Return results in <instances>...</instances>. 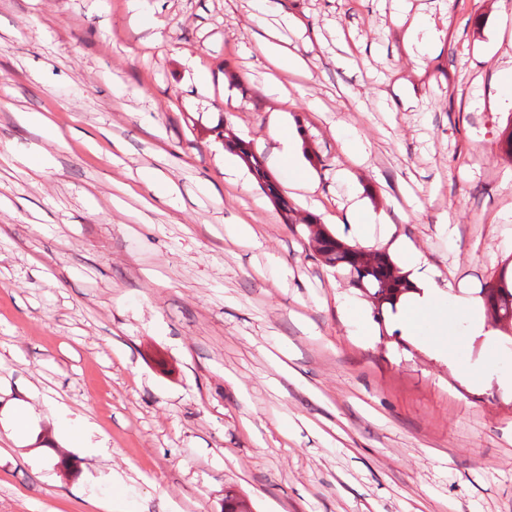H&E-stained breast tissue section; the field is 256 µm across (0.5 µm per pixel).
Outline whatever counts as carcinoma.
<instances>
[{
  "mask_svg": "<svg viewBox=\"0 0 512 512\" xmlns=\"http://www.w3.org/2000/svg\"><path fill=\"white\" fill-rule=\"evenodd\" d=\"M238 149V154L254 173L258 182L266 187L280 208L284 223L299 224L303 227L308 239L323 265L336 271H345L350 281L361 293L371 300L377 316L383 315L386 304L395 305L396 301L409 290L407 274L398 268L393 259L385 252L379 253L382 264L368 266L364 262L366 251L351 249V244L334 236L322 222L311 216H301L287 200L277 193L274 184L269 180L262 167L261 160L240 139H227ZM486 308L493 319L512 317V285L505 277H500L498 287L485 293Z\"/></svg>",
  "mask_w": 512,
  "mask_h": 512,
  "instance_id": "cac0c4a2",
  "label": "carcinoma"
}]
</instances>
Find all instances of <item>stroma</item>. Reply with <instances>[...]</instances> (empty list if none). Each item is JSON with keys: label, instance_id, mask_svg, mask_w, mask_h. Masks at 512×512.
Segmentation results:
<instances>
[{"label": "stroma", "instance_id": "35a3bbf8", "mask_svg": "<svg viewBox=\"0 0 512 512\" xmlns=\"http://www.w3.org/2000/svg\"><path fill=\"white\" fill-rule=\"evenodd\" d=\"M413 69L395 0H269L317 37L281 72L288 121L341 239L349 193L388 212L442 279L483 294L512 272V0H446ZM254 0H0V512H512V338L456 363L382 324L284 223L224 179L231 126L267 139ZM419 106L389 110L395 90ZM48 117L46 137L16 112ZM371 147L352 162L337 123ZM153 170L159 182H148ZM448 219L453 235L440 231ZM249 224L259 245L227 237ZM89 425L68 443L47 404Z\"/></svg>", "mask_w": 512, "mask_h": 512}]
</instances>
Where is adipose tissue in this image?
Listing matches in <instances>:
<instances>
[{
    "label": "adipose tissue",
    "instance_id": "1",
    "mask_svg": "<svg viewBox=\"0 0 512 512\" xmlns=\"http://www.w3.org/2000/svg\"><path fill=\"white\" fill-rule=\"evenodd\" d=\"M438 16L411 13L409 5H401L396 16V27L402 28L403 39L409 45V58L414 66H422L425 45L438 33ZM258 53L267 61L266 90L275 102H285L286 96L278 79L282 71H305L310 59L298 49L288 48L276 31L265 32L256 45ZM270 157L276 167L288 174L289 189L299 193L309 208H316L312 195L315 184L299 162V137L282 123L279 112H272L269 123ZM346 220L349 233L361 245L386 247L400 252L405 271L413 285L392 315L395 329L408 336L428 339L437 358L453 359L455 338L459 326H466L471 339L490 346L494 333L486 326L483 316V297L468 294L451 296L446 281L428 263L424 252L397 237L389 215L374 212L364 201L350 203Z\"/></svg>",
    "mask_w": 512,
    "mask_h": 512
}]
</instances>
